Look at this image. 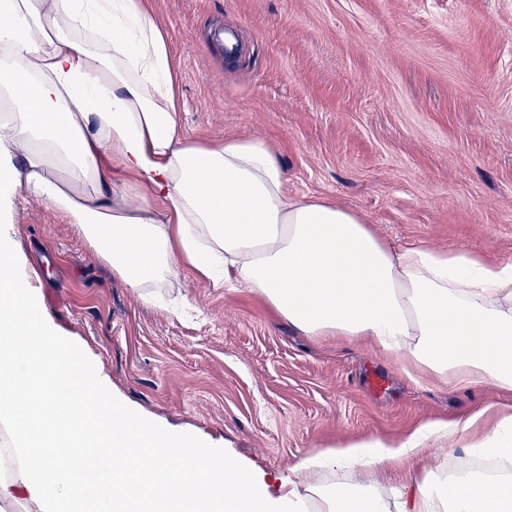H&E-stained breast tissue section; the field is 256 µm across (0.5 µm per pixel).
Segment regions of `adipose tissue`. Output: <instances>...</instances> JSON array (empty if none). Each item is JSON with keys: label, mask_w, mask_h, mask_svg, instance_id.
I'll return each mask as SVG.
<instances>
[{"label": "adipose tissue", "mask_w": 512, "mask_h": 512, "mask_svg": "<svg viewBox=\"0 0 512 512\" xmlns=\"http://www.w3.org/2000/svg\"><path fill=\"white\" fill-rule=\"evenodd\" d=\"M173 83L150 0H0V510L61 512L81 483L96 512H512V406L311 451L274 496L244 463L185 447L115 399L59 334L14 250L20 192L50 203L146 301L189 268L248 288L304 335L370 341L438 381L512 391L511 263L396 250L340 203L289 195L264 140L184 137ZM490 416L475 450L498 471L425 464L429 442ZM397 464L411 470L399 495L369 483Z\"/></svg>", "instance_id": "adipose-tissue-1"}]
</instances>
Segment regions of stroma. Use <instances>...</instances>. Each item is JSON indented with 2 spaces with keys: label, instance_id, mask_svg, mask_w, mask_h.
Returning a JSON list of instances; mask_svg holds the SVG:
<instances>
[{
  "label": "stroma",
  "instance_id": "stroma-1",
  "mask_svg": "<svg viewBox=\"0 0 512 512\" xmlns=\"http://www.w3.org/2000/svg\"><path fill=\"white\" fill-rule=\"evenodd\" d=\"M185 135L264 139L288 191L338 201L394 245L512 262V0H152ZM47 313L117 399L225 449L277 491L313 449L393 440L512 393L440 383L366 343L311 337L250 290L184 270L179 318L117 281L49 204H17ZM384 380L374 389L373 377Z\"/></svg>",
  "mask_w": 512,
  "mask_h": 512
}]
</instances>
